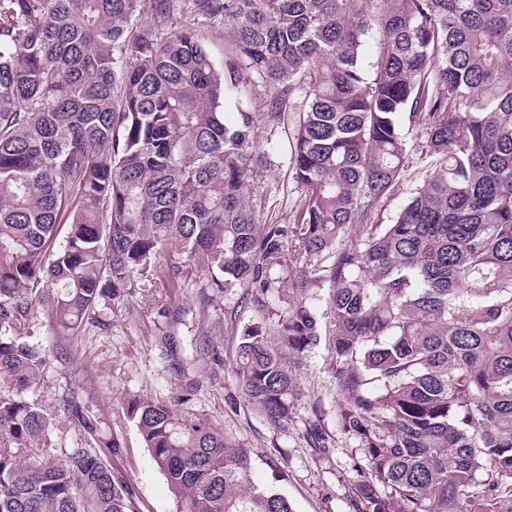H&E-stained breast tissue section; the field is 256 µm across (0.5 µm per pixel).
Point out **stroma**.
I'll list each match as a JSON object with an SVG mask.
<instances>
[{"label":"stroma","instance_id":"stroma-1","mask_svg":"<svg viewBox=\"0 0 512 512\" xmlns=\"http://www.w3.org/2000/svg\"><path fill=\"white\" fill-rule=\"evenodd\" d=\"M292 130L287 121L259 131L257 147L273 162L267 178L274 190L253 202L263 224L289 223L300 198L288 164ZM406 141L405 167L372 223H392L430 172L423 132L410 131ZM149 292L153 302L133 295L129 305H114L69 338L57 336L45 314L34 318L29 341L43 349L46 363L23 397L55 415L46 448L59 455L84 446L79 428L61 411L65 395L80 384L79 397L99 421L101 437L121 444L113 464L131 483L140 512H176V498L122 402L132 396L168 402L184 393L181 411L249 449L254 484L275 486L293 512H355L360 453L340 423L342 396L326 344L296 366L299 397L288 424L279 427L246 404L233 370V330L256 318L252 296L224 297L193 263Z\"/></svg>","mask_w":512,"mask_h":512}]
</instances>
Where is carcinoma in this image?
Wrapping results in <instances>:
<instances>
[{
  "mask_svg": "<svg viewBox=\"0 0 512 512\" xmlns=\"http://www.w3.org/2000/svg\"><path fill=\"white\" fill-rule=\"evenodd\" d=\"M226 28L218 64L207 37ZM253 87L268 111L244 106ZM290 112L301 197L293 223L261 224L255 139ZM404 116L438 164L372 224ZM188 261L262 313L329 283L277 339L245 326L234 371L281 424L290 363L327 340L357 512H512V0H0V380L21 393L45 363L20 340L31 312L75 336L98 302ZM63 411L86 446L58 458L53 414L0 393V512H139L117 439L76 397ZM126 412L177 512H292L211 424L144 398Z\"/></svg>",
  "mask_w": 512,
  "mask_h": 512,
  "instance_id": "cac0c4a2",
  "label": "carcinoma"
}]
</instances>
